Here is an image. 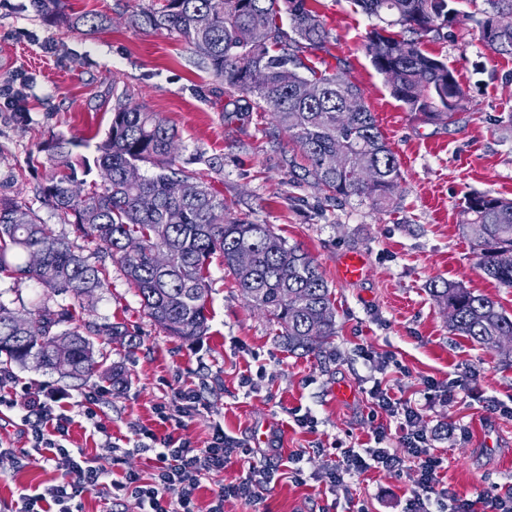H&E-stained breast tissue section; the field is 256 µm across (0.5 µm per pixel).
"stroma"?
Listing matches in <instances>:
<instances>
[{"instance_id": "1", "label": "stroma", "mask_w": 512, "mask_h": 512, "mask_svg": "<svg viewBox=\"0 0 512 512\" xmlns=\"http://www.w3.org/2000/svg\"><path fill=\"white\" fill-rule=\"evenodd\" d=\"M156 0H67V14L97 13L108 22L84 34L46 22L30 0H0V83L24 81L26 121L0 110V197L29 206L45 223L83 247L106 268L107 286L92 297L59 296L77 325L118 324L127 334L95 339L105 366L125 372L123 386L92 377L80 383L31 368L15 367L0 380V394L16 405L0 414V444L16 449L20 464L0 462V512H18L23 494L61 480L46 457L31 452L22 418L28 399L61 398L73 422L67 445L111 465L113 448L128 449L126 466L151 470V453L140 452L143 430L170 433L157 406L174 391H199L203 406L186 419L179 436L204 447L214 425L259 453L301 450L304 483L281 476L266 492L260 512H403L414 488V459L397 437L403 476L372 469L348 485L325 476L335 449L359 447L371 433L372 405L366 390L382 381L397 396L417 403L419 425L447 461L440 481L449 494L476 499L491 485H512V364L471 340L449 334L430 296L431 280L462 283L499 303L512 315V288L477 269V252L460 226V203L478 191L512 199V56L482 42L476 24L482 0H461L465 19L446 34H429L422 48L447 62L465 98L453 124L443 126L408 112L372 66L368 33L379 24L353 0H317L328 32L323 48L303 50L319 70L346 74L364 92L378 127L395 153L402 179L391 208L372 209L357 197L330 200L318 189L290 181L281 157L294 144L275 128L268 108L255 109L245 124L225 125L224 84L199 68L178 34L145 31L133 15ZM53 52H44L43 43ZM132 104L160 113L179 136L182 160L196 153L220 156L224 171L209 174L215 191L235 203L237 216L272 225L288 243L316 260L335 293L337 336L323 352L288 353L268 319L249 307L221 258L209 267V330L194 342L167 335L144 315L140 298L103 246L88 242L63 223L40 193L52 167L45 143L77 141L74 153L93 158L94 146L112 121L113 89ZM364 255L368 273L346 283L337 276L340 257ZM46 293L36 281L0 274V301L29 310ZM393 360L375 372L363 349ZM470 375L468 391L449 397L448 382ZM350 391L338 400L337 387ZM99 389L98 415L107 434L82 414L85 393ZM311 414L313 427L295 415Z\"/></svg>"}]
</instances>
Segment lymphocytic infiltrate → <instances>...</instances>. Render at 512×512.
Returning a JSON list of instances; mask_svg holds the SVG:
<instances>
[{"label":"lymphocytic infiltrate","mask_w":512,"mask_h":512,"mask_svg":"<svg viewBox=\"0 0 512 512\" xmlns=\"http://www.w3.org/2000/svg\"><path fill=\"white\" fill-rule=\"evenodd\" d=\"M368 395L373 405L393 418L396 425L392 428L384 424L377 426L373 431L374 447L361 452L347 448L337 454L329 467L330 483H346L372 468L402 475V458L383 445L388 435L395 432L416 460L415 488L406 501L405 512H512V490L501 493L492 489L474 501L449 497L447 491L439 487V472L445 459L435 452L427 431L418 425L417 404L397 397L378 381ZM28 407L33 417L30 424L32 450L48 455L65 477L23 495L20 512H81V500L91 492L110 499H134L143 512H199L195 492L201 479L223 473L235 459L247 461L248 476L221 485L207 512H224V502L230 498L250 506L257 504L286 464L290 465L295 482L304 480V471L299 466L300 454L289 455L285 460L256 458L254 449L225 436L219 426L214 427L210 442L202 448L174 436L173 432L166 434L159 439L151 473L128 468L116 474L112 468L121 464L120 455H113L112 464L107 467L87 456L83 449L65 446L73 421L65 409L36 399L29 400Z\"/></svg>","instance_id":"1"}]
</instances>
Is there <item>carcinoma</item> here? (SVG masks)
Listing matches in <instances>:
<instances>
[{"instance_id": "obj_1", "label": "carcinoma", "mask_w": 512, "mask_h": 512, "mask_svg": "<svg viewBox=\"0 0 512 512\" xmlns=\"http://www.w3.org/2000/svg\"><path fill=\"white\" fill-rule=\"evenodd\" d=\"M460 0H354L370 17L385 23L369 32L365 49L375 70L390 84L408 111L433 123L449 125L455 101L464 91L448 65L425 53L423 37L454 26ZM62 0H32L50 22L94 31L104 18L67 17ZM479 20L482 41L498 54L512 56V29L494 28L500 10L512 0H485ZM291 23L290 37L282 29ZM132 23L152 31L182 35L197 56V65L224 81V96L234 106L224 112L229 126L250 119L253 109L269 108L277 129L288 133L298 153L282 162L294 182L307 184L327 198L358 197L378 210L393 201L401 180L397 159L387 145L364 91L338 72H319L298 56L301 45L318 48L327 31L310 0H163L157 8L133 16ZM400 31L390 32L388 28ZM322 88L309 100L308 84ZM116 94L112 122L97 145L94 165L108 172L104 183L84 191L91 168L73 157L74 143L56 138L46 145L52 174L40 193L61 218L74 217L84 237L103 245L112 262L137 291L145 316L171 336L193 341L206 335L208 270L219 253L224 267L249 306L266 315L290 353L320 352L336 337L335 297L315 259L297 244L277 235L270 224L234 216L233 201L219 197L204 172L180 162L177 131L157 112L131 104ZM345 150L350 165L327 166L328 155ZM150 165L154 172L129 183V167ZM461 224L478 253L477 268L505 288H512V200L484 193L464 197ZM495 243L487 254L483 244ZM170 253L168 267L155 264L158 251ZM241 250L252 253V268L237 264ZM0 273L37 281L54 295L77 298L106 286L105 270L82 248L28 206L0 198ZM430 294L446 317L448 330L512 362V316L497 302L476 295L463 284L432 283ZM69 307L45 301L20 312L0 301V372L17 366L56 371L85 382L100 362L91 336H123L119 326L71 327Z\"/></svg>"}]
</instances>
